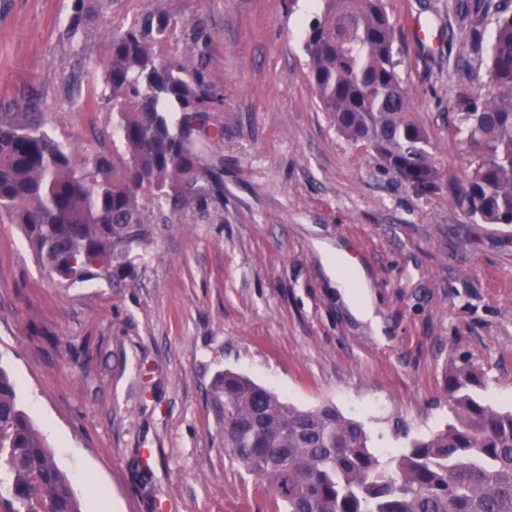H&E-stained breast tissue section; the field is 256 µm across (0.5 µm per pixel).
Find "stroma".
<instances>
[{
	"mask_svg": "<svg viewBox=\"0 0 512 512\" xmlns=\"http://www.w3.org/2000/svg\"><path fill=\"white\" fill-rule=\"evenodd\" d=\"M460 2L386 0L440 176L422 193L321 109L302 50L321 0H0V112L111 151L105 45L163 11L177 27L157 53L192 64L224 131L199 143L213 176L148 208L151 238L112 280H58L0 221V367L83 512L101 490L114 512H272L224 449L210 387L227 370L298 408L335 405L385 459L445 427L452 366L481 368L482 395L512 407V226L453 197L469 172L454 117L487 80L499 0L468 16ZM331 252L373 319L352 312Z\"/></svg>",
	"mask_w": 512,
	"mask_h": 512,
	"instance_id": "obj_1",
	"label": "stroma"
}]
</instances>
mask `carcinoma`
<instances>
[{
  "label": "carcinoma",
  "mask_w": 512,
  "mask_h": 512,
  "mask_svg": "<svg viewBox=\"0 0 512 512\" xmlns=\"http://www.w3.org/2000/svg\"><path fill=\"white\" fill-rule=\"evenodd\" d=\"M303 41L309 78L336 130L420 191L438 187L426 129L410 109L384 0H322ZM171 19L110 39L104 105L122 148L80 157L37 112L0 113V218L18 225L59 279H112V264L148 243L146 205L191 199L211 169L197 147L223 135L187 63L156 45ZM456 135L471 172L455 200L483 224H512V14L497 20L488 84ZM480 375L454 369L452 421L382 463L364 426L332 404L302 410L226 371L210 394L224 449L253 475L273 512H512V409L478 397ZM0 512H81L78 494L0 367Z\"/></svg>",
  "instance_id": "obj_1"
}]
</instances>
